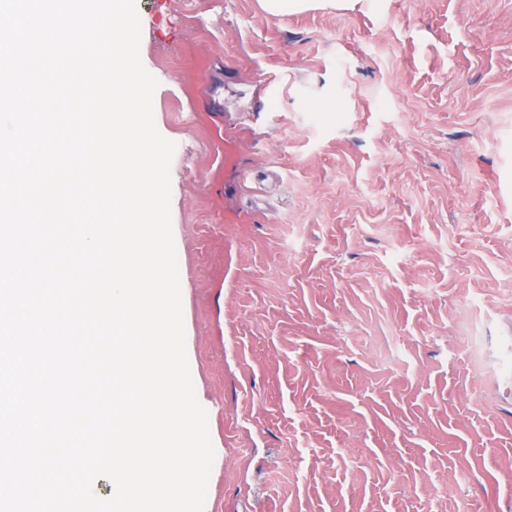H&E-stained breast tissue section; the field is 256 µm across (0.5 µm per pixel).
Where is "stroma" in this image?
<instances>
[{"label": "stroma", "instance_id": "stroma-1", "mask_svg": "<svg viewBox=\"0 0 512 512\" xmlns=\"http://www.w3.org/2000/svg\"><path fill=\"white\" fill-rule=\"evenodd\" d=\"M136 10L203 512H512V0Z\"/></svg>", "mask_w": 512, "mask_h": 512}]
</instances>
